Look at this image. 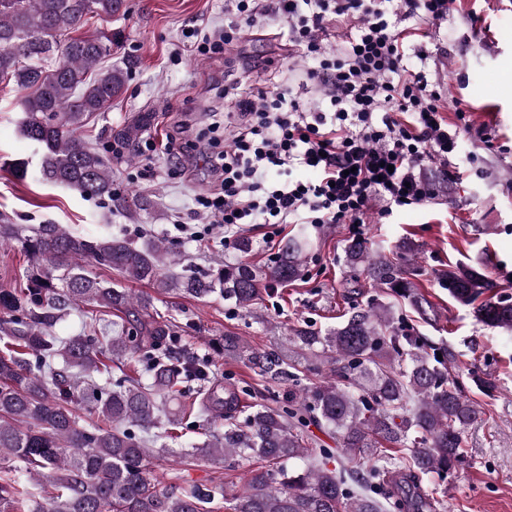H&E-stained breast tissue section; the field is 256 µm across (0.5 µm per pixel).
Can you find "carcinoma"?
Segmentation results:
<instances>
[{
    "instance_id": "cac0c4a2",
    "label": "carcinoma",
    "mask_w": 512,
    "mask_h": 512,
    "mask_svg": "<svg viewBox=\"0 0 512 512\" xmlns=\"http://www.w3.org/2000/svg\"><path fill=\"white\" fill-rule=\"evenodd\" d=\"M125 0H0V81L25 91L24 135L42 148L39 167L20 177L77 187L133 214L150 203L133 190L112 188L103 155L77 131L124 90L135 61L100 67L112 55V35L76 36L89 15L112 16ZM27 258L24 285L0 288V463L17 460L40 480L29 491L12 470L0 476V512H433L414 476L448 478L464 458L463 434L480 420V403L465 393L455 351L435 347L414 329L395 325L392 307L371 298L353 303L347 318L322 334L305 324L290 329L289 353L257 351L232 333L223 355L247 362L260 376L288 381V404L243 403L229 381L224 395L205 384L213 362L180 358L163 346L172 323L149 312V299L94 276L95 263L159 292L196 299L220 295L251 311L262 288L305 278L311 241L302 230L267 265L226 262L202 275L176 273L182 256L162 241L75 235L61 224L28 230L0 212V247ZM414 244L393 256L373 252L365 239L345 246V261L381 293L398 297L418 315L430 305L408 269ZM438 284L479 322L512 331V296L493 293L485 272L457 264ZM91 304L83 332L57 336L52 327L69 311ZM136 317L126 325V318ZM322 373L318 383L306 372ZM84 410L111 423L82 422ZM224 422V431L211 428ZM325 429L344 450L320 448L308 466H290L312 448L309 425ZM180 434L200 439L179 455L224 459L232 468L254 459L248 486L196 485L173 472L150 476L152 445ZM376 464L354 461L378 448Z\"/></svg>"
}]
</instances>
